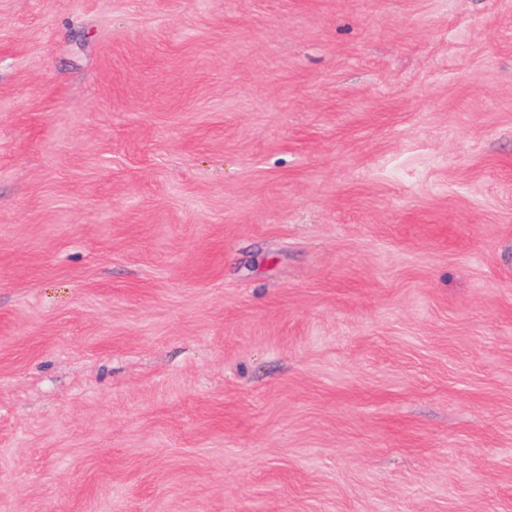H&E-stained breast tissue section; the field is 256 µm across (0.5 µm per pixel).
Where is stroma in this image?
Masks as SVG:
<instances>
[{
	"instance_id": "obj_1",
	"label": "stroma",
	"mask_w": 512,
	"mask_h": 512,
	"mask_svg": "<svg viewBox=\"0 0 512 512\" xmlns=\"http://www.w3.org/2000/svg\"><path fill=\"white\" fill-rule=\"evenodd\" d=\"M0 512H512V0H0Z\"/></svg>"
}]
</instances>
